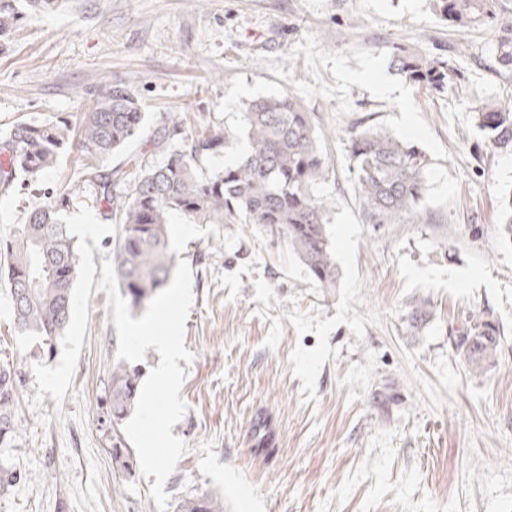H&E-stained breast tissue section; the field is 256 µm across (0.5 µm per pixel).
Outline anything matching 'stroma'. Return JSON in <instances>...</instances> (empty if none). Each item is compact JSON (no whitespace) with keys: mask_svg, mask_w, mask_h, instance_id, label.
<instances>
[{"mask_svg":"<svg viewBox=\"0 0 512 512\" xmlns=\"http://www.w3.org/2000/svg\"><path fill=\"white\" fill-rule=\"evenodd\" d=\"M512 0L481 26L452 27L431 0H60L22 12L0 49V137L18 120L76 119L106 85L140 98L144 134L126 153L158 165L166 116L235 132L245 104L301 99L329 165L328 233L339 279L324 293L284 243L250 224L173 216L170 241L192 269L181 395L172 433L187 446L168 477L169 512L207 495L224 512H512V155L479 157L474 110L512 105ZM404 46L447 60L460 85L433 94L388 67ZM375 128L429 159L428 221L367 224L346 143ZM75 149L35 184L0 195V237L28 207L75 185ZM78 250L70 322L53 356L13 329L0 281V365L25 373L8 454L31 473L0 512H158L150 478L111 456L106 422L118 337L102 262L120 228L97 210L62 213ZM93 224L92 233L78 232ZM429 316L411 327L412 305ZM502 334L498 361L469 370L455 347L466 313ZM264 420L266 440L253 431Z\"/></svg>","mask_w":512,"mask_h":512,"instance_id":"obj_1","label":"stroma"}]
</instances>
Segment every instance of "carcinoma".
<instances>
[{
    "instance_id": "carcinoma-1",
    "label": "carcinoma",
    "mask_w": 512,
    "mask_h": 512,
    "mask_svg": "<svg viewBox=\"0 0 512 512\" xmlns=\"http://www.w3.org/2000/svg\"><path fill=\"white\" fill-rule=\"evenodd\" d=\"M16 0H0V36L17 21ZM437 15L454 26L468 27L494 19L498 0H432ZM390 67L405 81L429 92H443L461 73L447 61L415 49L398 47ZM477 126L494 154L512 153V108L484 103L475 108ZM145 126L139 98L128 87L110 84L89 110L74 121H17L0 141V192L14 189L17 176L40 178L58 161L67 145L80 151V178L92 195L65 192L30 210L25 223L0 239V276L12 299L14 327L35 336L41 348L54 354L56 342L70 318L78 255L60 212L91 203L106 220H116L121 232L112 262L121 294L134 310L148 307L169 283L176 255L169 239L175 214L192 224H254L268 228L298 257L309 279L329 291L339 272L327 231L331 201L315 187L329 173L311 114L290 94L258 97L242 112L239 133L204 126L186 136L183 120L166 117L153 145L167 153L166 161L145 167L137 155L118 168L103 160L138 137ZM243 137L245 152L232 165L206 173L204 165ZM347 155L354 191L367 224L427 222L428 160L414 144L371 128L351 131ZM25 292L16 299L19 292ZM456 349L469 369L483 373L497 363L500 329L485 313H471L456 329ZM21 376L0 366V448L12 447L18 430L16 403ZM140 372L123 362L112 365L107 414L121 421L134 409ZM112 459L133 468L132 452L113 444ZM11 460L0 454V498L24 480ZM179 512H224L208 496L194 497Z\"/></svg>"
}]
</instances>
